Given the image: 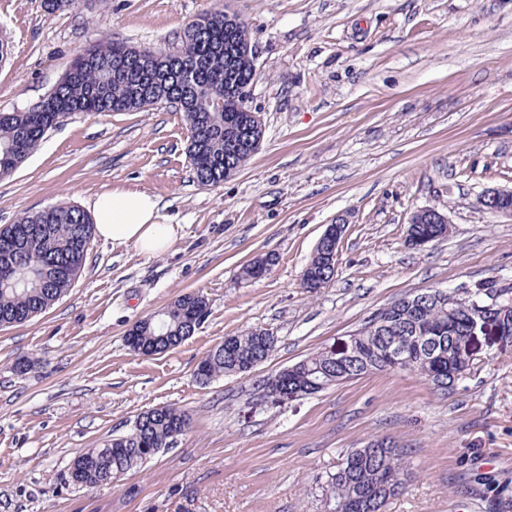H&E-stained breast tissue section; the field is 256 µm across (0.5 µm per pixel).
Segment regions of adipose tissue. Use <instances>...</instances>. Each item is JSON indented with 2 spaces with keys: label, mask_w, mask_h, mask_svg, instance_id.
Returning a JSON list of instances; mask_svg holds the SVG:
<instances>
[{
  "label": "adipose tissue",
  "mask_w": 512,
  "mask_h": 512,
  "mask_svg": "<svg viewBox=\"0 0 512 512\" xmlns=\"http://www.w3.org/2000/svg\"><path fill=\"white\" fill-rule=\"evenodd\" d=\"M91 211L99 238L150 257L169 253L184 235L183 225L162 223L159 199L142 191L100 193Z\"/></svg>",
  "instance_id": "adipose-tissue-1"
}]
</instances>
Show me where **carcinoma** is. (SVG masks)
Wrapping results in <instances>:
<instances>
[{
	"label": "carcinoma",
	"instance_id": "obj_1",
	"mask_svg": "<svg viewBox=\"0 0 512 512\" xmlns=\"http://www.w3.org/2000/svg\"><path fill=\"white\" fill-rule=\"evenodd\" d=\"M255 48L241 20L224 22V9L187 23L179 47L166 52L137 48L107 38L77 52L68 72L40 102L17 112L0 113V179L11 175L42 143L48 131L76 113L134 112L166 103L183 112L190 137L187 156L194 179L214 186L236 174L251 157L249 140L264 137L263 124L250 116L248 93L255 76ZM94 232L91 216L75 205L56 204L25 212L0 227V328L23 325L46 312L65 296L80 277ZM408 242L448 236V225L419 218L408 225ZM272 255L245 265L244 280L262 277L274 265ZM336 272L315 249L302 271V287L316 291ZM409 295L380 309L356 331L352 357L318 351L266 379L264 396L299 391L318 393L315 383L329 389L386 367L375 365L393 341L421 338L414 349L415 374L448 394L474 367L472 344L477 336L512 341V289L491 281L457 292H444L422 305ZM207 314L198 292L180 295L160 313L136 322L127 344L137 354L154 356L178 347L192 336ZM275 336L252 329L213 348L196 368L208 383L220 376L246 373L274 350ZM129 432L79 454L69 469L72 483L107 485L143 467L173 444L191 425L188 412L162 406L139 414ZM363 455L348 451L337 469L321 482L323 507L340 512H383L408 478L409 462L395 442Z\"/></svg>",
	"mask_w": 512,
	"mask_h": 512
}]
</instances>
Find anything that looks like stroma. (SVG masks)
I'll list each match as a JSON object with an SVG mask.
<instances>
[{"label":"stroma","mask_w":512,"mask_h":512,"mask_svg":"<svg viewBox=\"0 0 512 512\" xmlns=\"http://www.w3.org/2000/svg\"><path fill=\"white\" fill-rule=\"evenodd\" d=\"M220 2L248 25V104L265 126L237 174L199 185L184 116L160 104L74 115L0 179V226L121 189L157 196L163 223L185 227L156 257L92 238L63 298L0 328V512H322L321 477L383 436L412 472L385 512H498L512 500V344L482 348L445 397L400 371L295 401L262 386L406 295L512 287V222L477 204L512 189V0H0V112L38 102L102 35L168 51ZM425 206L449 233L414 249L408 218ZM345 213L336 276L308 292L301 272ZM262 254L271 271L241 280ZM192 291L208 302L193 336L157 356L129 348L135 322ZM254 328L276 338L264 363L197 381L203 356ZM26 358L36 370L18 369ZM166 405L193 419L174 447L115 485L71 482L76 456Z\"/></svg>","instance_id":"stroma-1"}]
</instances>
